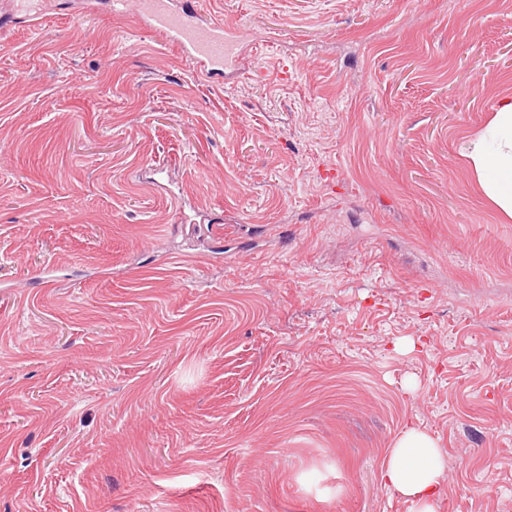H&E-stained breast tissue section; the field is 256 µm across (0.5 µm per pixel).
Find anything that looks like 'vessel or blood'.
I'll list each match as a JSON object with an SVG mask.
<instances>
[{
    "label": "vessel or blood",
    "mask_w": 512,
    "mask_h": 512,
    "mask_svg": "<svg viewBox=\"0 0 512 512\" xmlns=\"http://www.w3.org/2000/svg\"><path fill=\"white\" fill-rule=\"evenodd\" d=\"M133 11L138 26L161 33L167 43L175 46L182 57L196 63L209 81L224 83L237 74L238 60L252 42L246 27L227 28L204 21L195 0H112V11L122 14Z\"/></svg>",
    "instance_id": "1"
}]
</instances>
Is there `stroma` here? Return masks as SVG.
Segmentation results:
<instances>
[{"instance_id": "obj_1", "label": "stroma", "mask_w": 512, "mask_h": 512, "mask_svg": "<svg viewBox=\"0 0 512 512\" xmlns=\"http://www.w3.org/2000/svg\"><path fill=\"white\" fill-rule=\"evenodd\" d=\"M82 2L0 32V512H409V423L512 512V0H199L222 87ZM492 128L498 140L497 149L488 152L484 140L476 139L470 143L467 157L488 198L502 213L512 217V98L499 102Z\"/></svg>"}]
</instances>
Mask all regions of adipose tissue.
<instances>
[{
  "mask_svg": "<svg viewBox=\"0 0 512 512\" xmlns=\"http://www.w3.org/2000/svg\"><path fill=\"white\" fill-rule=\"evenodd\" d=\"M498 141L487 151L483 140L471 142L468 157L488 198L512 217V98L499 102L492 120ZM445 455L435 440L417 427H409L392 448L383 480L410 505V512H437Z\"/></svg>",
  "mask_w": 512,
  "mask_h": 512,
  "instance_id": "ef3b65f1",
  "label": "adipose tissue"
}]
</instances>
